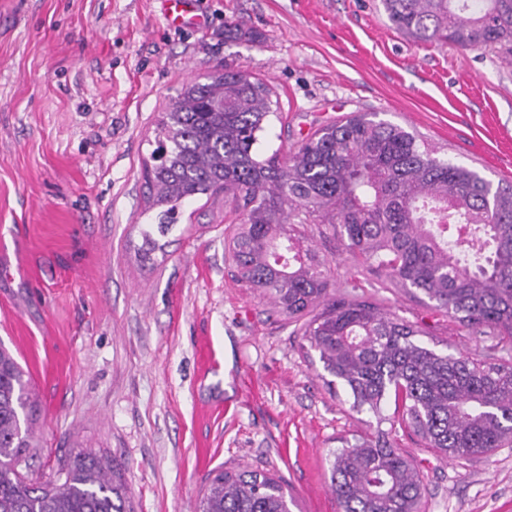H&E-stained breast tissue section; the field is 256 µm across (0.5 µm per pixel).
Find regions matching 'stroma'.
Returning a JSON list of instances; mask_svg holds the SVG:
<instances>
[{
	"label": "stroma",
	"instance_id": "1",
	"mask_svg": "<svg viewBox=\"0 0 512 512\" xmlns=\"http://www.w3.org/2000/svg\"><path fill=\"white\" fill-rule=\"evenodd\" d=\"M203 29L168 26L160 0H0V341L37 412L22 472L55 479L90 450L121 468L134 512H194L210 473L280 478L298 512H340L329 459L388 431L423 476L426 512H512V447L442 460L401 426L356 412L315 351L224 256L223 198L182 208L152 261L143 168L184 81L231 65L278 99L257 155L287 156L353 112L423 136L439 156L512 182V55L423 44L381 0H198ZM239 24L244 36L228 40ZM320 225L333 288L415 323L430 346L512 358L360 267Z\"/></svg>",
	"mask_w": 512,
	"mask_h": 512
}]
</instances>
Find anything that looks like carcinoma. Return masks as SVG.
Here are the masks:
<instances>
[{"label": "carcinoma", "mask_w": 512, "mask_h": 512, "mask_svg": "<svg viewBox=\"0 0 512 512\" xmlns=\"http://www.w3.org/2000/svg\"><path fill=\"white\" fill-rule=\"evenodd\" d=\"M392 25L422 43L512 52V0H383ZM263 80L229 66L184 82L158 121L163 160L146 169L149 208L165 235L188 200L224 195L241 213L224 231L238 281L300 326L324 371L374 413L402 394L404 422L443 458H489L512 445V365L437 351L405 319L329 293L330 268L301 244L324 224L366 269L423 294L464 328L512 339V184L437 156L414 132L352 113L319 128L287 161L255 152L273 110ZM467 230V259L448 224ZM34 412L29 380L0 344V512H131L112 460L82 451L56 480L19 472ZM342 512H423V481L379 431L332 453ZM268 473L215 471L197 512H286Z\"/></svg>", "instance_id": "1"}]
</instances>
